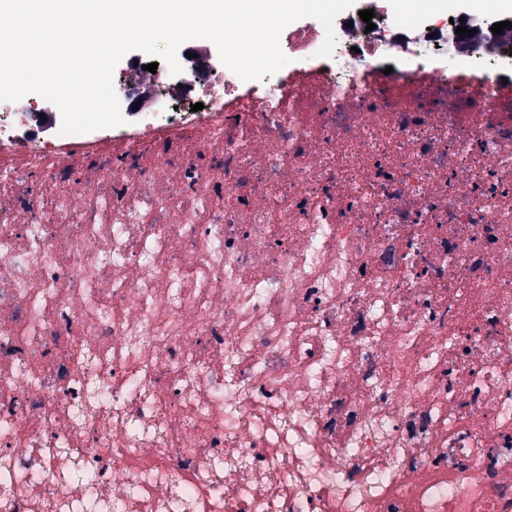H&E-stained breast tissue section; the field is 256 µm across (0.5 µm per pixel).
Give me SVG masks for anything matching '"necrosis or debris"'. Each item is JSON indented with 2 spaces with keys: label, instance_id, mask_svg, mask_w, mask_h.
<instances>
[{
  "label": "necrosis or debris",
  "instance_id": "obj_1",
  "mask_svg": "<svg viewBox=\"0 0 512 512\" xmlns=\"http://www.w3.org/2000/svg\"><path fill=\"white\" fill-rule=\"evenodd\" d=\"M342 33L0 140V512H512V64Z\"/></svg>",
  "mask_w": 512,
  "mask_h": 512
}]
</instances>
